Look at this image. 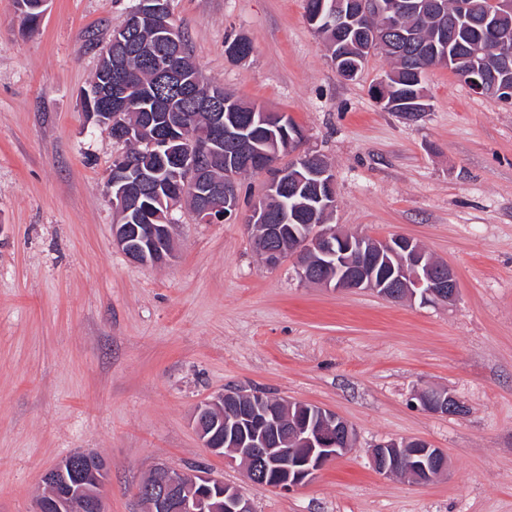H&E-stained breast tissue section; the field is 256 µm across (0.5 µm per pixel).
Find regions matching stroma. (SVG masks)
I'll list each match as a JSON object with an SVG mask.
<instances>
[{
  "label": "stroma",
  "instance_id": "1",
  "mask_svg": "<svg viewBox=\"0 0 512 512\" xmlns=\"http://www.w3.org/2000/svg\"><path fill=\"white\" fill-rule=\"evenodd\" d=\"M136 0H52L35 31L0 0V512H34L71 453L112 469L107 512H142L160 468L244 487L255 512H512V106L429 71L428 112L384 111L371 53L341 78L305 0H170L208 82L283 112L336 178L333 223L410 237L457 273L453 305L393 303L267 268L246 218L266 177L239 180L231 224L173 210L174 257L130 261L106 194L123 143L89 123L100 47ZM247 38L253 53L230 58ZM227 388L336 412L355 445L284 494L203 448L197 405ZM423 389L461 416L424 410ZM418 437L448 456L428 485L375 472L370 450ZM420 404L430 412L444 416H460L465 414V405L454 395L441 392L437 397L433 391L421 392L417 395Z\"/></svg>",
  "mask_w": 512,
  "mask_h": 512
}]
</instances>
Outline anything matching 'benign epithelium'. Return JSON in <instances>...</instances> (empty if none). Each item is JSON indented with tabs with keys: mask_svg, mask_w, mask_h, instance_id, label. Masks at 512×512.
Listing matches in <instances>:
<instances>
[{
	"mask_svg": "<svg viewBox=\"0 0 512 512\" xmlns=\"http://www.w3.org/2000/svg\"><path fill=\"white\" fill-rule=\"evenodd\" d=\"M376 10L385 17V30L400 28L403 17L410 10L409 0H390L375 4ZM154 8L152 0H139L137 8L129 15L125 24L113 32L112 41L123 48L131 45L132 34L139 26L144 13ZM348 17L345 13H330L323 21L308 20L317 33L326 27H344ZM491 51L505 65L512 64V42L502 37L490 25L486 28ZM112 65L104 75L103 82L90 88L85 95L88 116L96 125L107 131L113 139L123 142L132 138L133 128L126 124L122 108L123 98L128 94L127 54L111 53ZM148 64L162 80L184 83L182 74L175 71L171 58L151 57ZM190 82L202 86L200 77ZM472 91L481 95H500L508 91L483 72L476 70L468 77ZM204 87V86H202ZM195 107L202 111L208 124L206 139L189 147L184 152L169 155L168 170L173 174L168 194L181 196V189L190 184L198 196L195 217L203 223L234 222L239 217V199L233 180L212 183L204 174L205 163L222 161L226 155H265L256 149L244 126H230L224 122V88L211 86L196 95ZM291 169L276 166L270 175L269 190L255 202L248 218V229L259 218L269 219L281 202L279 192L291 183ZM115 178L108 186L121 187L113 205L124 216L135 213V221L146 223L143 213L138 211L141 191L152 185L147 175L133 174V167L126 164L114 170ZM308 232L296 236L295 247L284 256L275 246L280 226L270 224L265 235L257 238L262 246L266 266L274 268L289 260L300 278L306 282L338 290H370L391 302H412L421 298L426 302H452L456 299L458 277L447 263L435 259L420 244L403 235L376 239L354 233L338 224H309ZM129 225L115 224L112 243L126 257L139 264L150 260L141 258L127 247ZM319 253L324 258L336 260L340 269L336 283L318 277L309 266L308 257ZM245 392L226 390L197 406L193 422L203 447L213 455H221L225 461L241 468L251 485L271 488L287 493L313 481L318 474L342 454L350 451L352 429L339 415L322 410L321 423L309 428L300 423L288 424V447L276 448L273 441L282 430V422L276 413L266 408L267 399L260 396L253 401V408L244 414L255 421L256 434L247 447L216 448L211 428L205 417L206 411L222 406ZM420 404L430 412L444 416L465 414V405L450 393L425 391L417 395ZM423 456L428 464L417 471L416 482L425 485L442 476L447 467L444 451L433 447L428 441L414 438L399 442L390 440L371 450L374 470L385 477H396L411 471L414 458ZM109 472L104 458L91 453L75 452L61 460L44 475L49 487L61 489L58 496L49 502L38 499L35 512H48L51 505L59 512H105L103 495L108 484ZM136 496L146 512H254L252 501L246 492L223 480L200 471L184 472L161 469L154 479L137 487Z\"/></svg>",
	"mask_w": 512,
	"mask_h": 512,
	"instance_id": "benign-epithelium-1",
	"label": "benign epithelium"
}]
</instances>
